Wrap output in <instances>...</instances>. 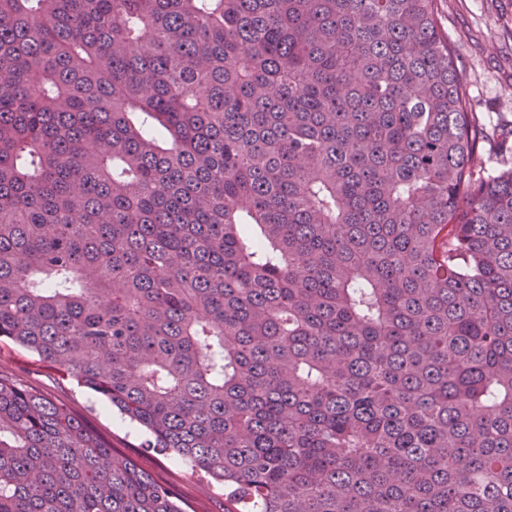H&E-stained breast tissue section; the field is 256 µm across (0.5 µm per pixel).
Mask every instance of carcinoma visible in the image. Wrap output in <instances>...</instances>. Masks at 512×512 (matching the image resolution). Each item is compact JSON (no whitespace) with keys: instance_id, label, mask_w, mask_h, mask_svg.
Listing matches in <instances>:
<instances>
[{"instance_id":"obj_1","label":"carcinoma","mask_w":512,"mask_h":512,"mask_svg":"<svg viewBox=\"0 0 512 512\" xmlns=\"http://www.w3.org/2000/svg\"><path fill=\"white\" fill-rule=\"evenodd\" d=\"M437 0H0V342L224 512H512V169ZM0 512H184L0 378Z\"/></svg>"}]
</instances>
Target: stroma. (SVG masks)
Here are the masks:
<instances>
[{"label": "stroma", "mask_w": 512, "mask_h": 512, "mask_svg": "<svg viewBox=\"0 0 512 512\" xmlns=\"http://www.w3.org/2000/svg\"><path fill=\"white\" fill-rule=\"evenodd\" d=\"M438 23L453 51L479 131L475 168H512V0H438ZM0 377L63 406L174 491L186 512H224V489L169 456L142 447V434L88 390L62 379L30 353L0 342Z\"/></svg>", "instance_id": "obj_1"}]
</instances>
